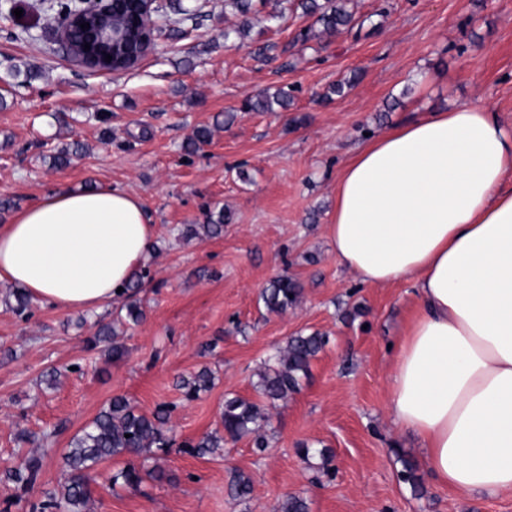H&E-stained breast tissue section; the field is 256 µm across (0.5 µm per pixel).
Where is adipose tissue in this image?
Listing matches in <instances>:
<instances>
[{"mask_svg":"<svg viewBox=\"0 0 512 512\" xmlns=\"http://www.w3.org/2000/svg\"><path fill=\"white\" fill-rule=\"evenodd\" d=\"M512 132L463 103L372 139L336 176L327 226L361 283L412 284L418 308L390 415L462 493L512 492ZM133 192L53 191L0 225V282L55 310L97 312L148 257Z\"/></svg>","mask_w":512,"mask_h":512,"instance_id":"adipose-tissue-1","label":"adipose tissue"}]
</instances>
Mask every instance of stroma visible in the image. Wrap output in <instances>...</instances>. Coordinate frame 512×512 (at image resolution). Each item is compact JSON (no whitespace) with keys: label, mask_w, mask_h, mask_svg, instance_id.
<instances>
[{"label":"stroma","mask_w":512,"mask_h":512,"mask_svg":"<svg viewBox=\"0 0 512 512\" xmlns=\"http://www.w3.org/2000/svg\"><path fill=\"white\" fill-rule=\"evenodd\" d=\"M54 0H10L0 11V202L10 210L47 192L110 185L142 199L154 226L139 294L144 320L128 328V354L110 363L89 350L77 312L33 303L12 309L0 284V471L25 447L21 430L53 436L42 488L57 485L71 438L116 395L145 414L173 406L175 443L159 460L168 478L135 490L111 487L115 461L91 483L94 512H278L288 495L309 512H512V492L458 493L421 472L420 493L402 483L403 460L421 464V441L389 415L390 373L415 313L408 284L371 287L339 266L327 224L340 166L394 125L462 102L493 109L512 131V0H352V31L297 36L311 17L285 10L260 19L242 42L224 0H157L171 18L135 68L99 75L75 65L46 30ZM22 17H15V9ZM360 72L332 101L329 88ZM288 87L279 112H246L265 88ZM233 113L224 122L225 113ZM214 126L195 154L196 127ZM79 142L82 156L54 167ZM229 219L217 238L185 240L207 211ZM280 275L303 288L294 308L268 312L260 294ZM328 338L309 376L270 409L268 446L251 437L220 456L181 445L219 426L225 397L257 400V373L291 336ZM213 387L185 400L178 387L202 367ZM59 370L54 387L43 373ZM329 449L332 476L297 454ZM252 492H228L233 472Z\"/></svg>","instance_id":"stroma-1"}]
</instances>
